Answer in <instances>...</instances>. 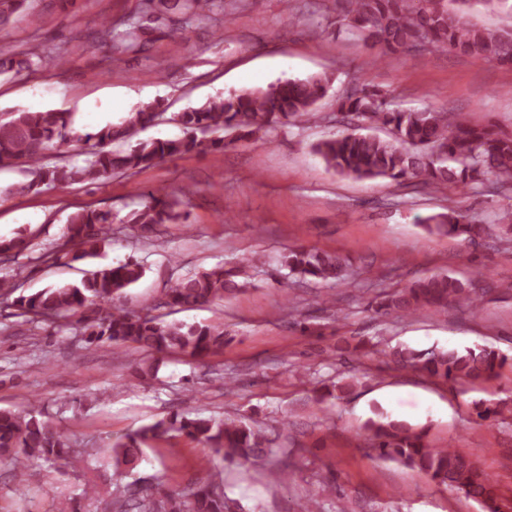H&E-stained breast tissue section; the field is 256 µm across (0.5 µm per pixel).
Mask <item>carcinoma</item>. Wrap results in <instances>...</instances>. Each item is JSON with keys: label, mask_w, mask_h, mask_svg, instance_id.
<instances>
[{"label": "carcinoma", "mask_w": 512, "mask_h": 512, "mask_svg": "<svg viewBox=\"0 0 512 512\" xmlns=\"http://www.w3.org/2000/svg\"><path fill=\"white\" fill-rule=\"evenodd\" d=\"M27 0H0V26L25 7ZM483 0H345L344 12L336 25L355 31L381 53L397 51L446 50L461 56L487 58L512 67V27L490 29L468 20V10ZM149 17L144 24L130 16L107 22L101 40L119 52H137L153 31L167 27L173 36L187 44L193 27L223 16L225 0H142ZM64 63V55L47 58L37 48L16 53L0 47V77L8 79L31 75L47 62ZM330 89V78L315 75L286 79L265 88L219 94L204 104L174 114L183 135L175 138L139 140L123 148L138 131L165 119L160 102L142 105L117 124L94 134L73 132L70 112L46 109L16 111L0 118V163L26 167L31 179L8 189L10 193L39 191L43 185L65 186L94 183L117 176H130L142 169L187 154L222 152L238 141L261 143L264 138L291 123L320 120L318 103ZM336 123L343 130L319 141L313 152L325 168L341 177L386 178L396 184L416 180L424 186L453 187L477 191L487 185L496 190H512V135L500 136L484 124L446 110L404 111L391 107L382 91L364 85L340 95L336 101ZM72 142L87 145L84 165L68 166L65 160L50 165L54 150ZM190 191L175 195L164 187L149 193L143 208L135 213L140 237L150 238L164 224L186 219L183 207ZM429 231L457 237L472 244L487 234V227L461 210L436 213L423 219ZM112 238V211L81 208L67 219L62 242L40 253L42 263L70 258L94 259ZM33 246L23 237L0 241V262L10 253H21ZM281 268L285 279L305 284L313 280L340 282L349 275L346 259L336 253L304 248L288 250ZM144 269L135 259L104 267L85 275L77 284H61L33 294H16L17 288L0 280V303L8 300L16 315L35 323H52L75 317L85 342L120 344L146 354L179 352L203 361L224 349L222 324L169 322L165 315L149 308L135 313L120 304L124 290L136 284ZM238 267L217 265L189 276H180L165 289L159 306L176 313L224 300L236 290ZM483 289L478 280L463 282L447 274L418 279L409 286L372 300L368 307L376 313L410 317L423 308H445L448 303L463 304L472 310L481 307ZM507 362L493 349L416 350L400 348L390 353L397 371H419L442 383L465 379L485 381L497 375ZM482 421L512 420L508 403L475 404ZM365 450L378 457L423 472L431 482L458 491L478 502L484 512H501L496 480L459 449L432 448L426 432L396 422L371 420L367 425ZM171 433L185 435L222 455L229 465L263 464L269 448L254 422L240 417L217 420L213 417L176 415L143 426L113 446L115 456L127 464L140 460L144 447ZM91 455L87 449L72 446L69 438L40 408L38 402L22 412L0 409V457L10 464L18 485L34 481L28 465L35 461L55 466L76 455ZM207 477L183 489H167L154 495L134 481L115 494L101 495L97 485L87 483L74 495L57 497V512H81L80 500L95 498L99 512H237L235 501L224 495L221 471L201 464Z\"/></svg>", "instance_id": "carcinoma-1"}]
</instances>
